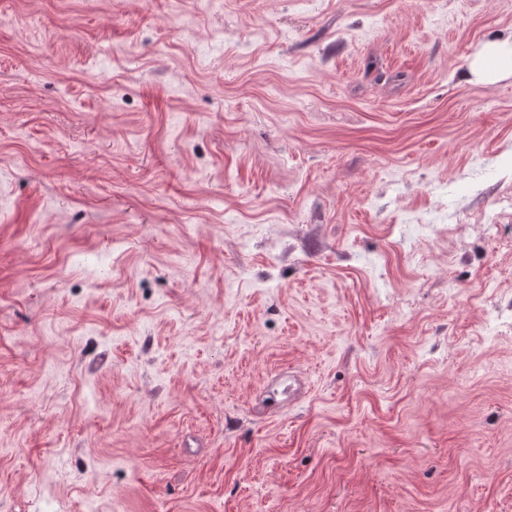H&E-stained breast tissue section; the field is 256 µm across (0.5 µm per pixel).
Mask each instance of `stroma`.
<instances>
[{
    "label": "stroma",
    "instance_id": "35a3bbf8",
    "mask_svg": "<svg viewBox=\"0 0 512 512\" xmlns=\"http://www.w3.org/2000/svg\"><path fill=\"white\" fill-rule=\"evenodd\" d=\"M512 0H0V512H512ZM471 74L478 80L493 83L512 75V43H494L489 46L485 59L475 60ZM512 209V198L503 197L502 199L494 201L491 206L489 212L484 216L482 221L484 235L487 237L489 241L497 242L500 240L499 235V226L497 224L499 215L502 210H506L508 208Z\"/></svg>",
    "mask_w": 512,
    "mask_h": 512
}]
</instances>
